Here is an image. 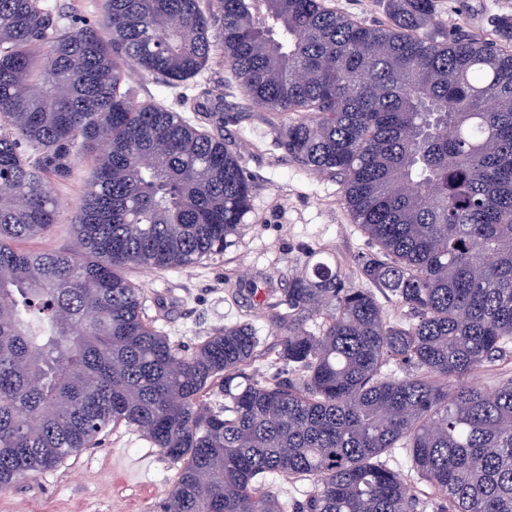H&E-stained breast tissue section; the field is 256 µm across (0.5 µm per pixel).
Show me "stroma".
<instances>
[{
    "instance_id": "obj_1",
    "label": "stroma",
    "mask_w": 512,
    "mask_h": 512,
    "mask_svg": "<svg viewBox=\"0 0 512 512\" xmlns=\"http://www.w3.org/2000/svg\"><path fill=\"white\" fill-rule=\"evenodd\" d=\"M441 30L467 28L495 37V22L512 16V0H437ZM224 117L232 142L252 181L251 210L223 254L188 269L129 271L143 293L145 314L171 343L192 351L215 328L250 323L260 338L256 369L277 370L278 331L266 307L300 273L310 257L331 254L349 282L368 287L356 263L371 252L367 237L353 224L339 179L289 163L279 149L281 117L246 107L233 75L212 62L192 81ZM91 161L73 164L70 176L54 185L61 212L52 232L27 241L32 250L73 248L71 217L79 208ZM177 476V468L147 438L130 427L106 433L98 447L83 451L53 470L0 493V512H157Z\"/></svg>"
}]
</instances>
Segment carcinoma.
I'll list each match as a JSON object with an SVG mask.
<instances>
[{
  "label": "carcinoma",
  "instance_id": "cac0c4a2",
  "mask_svg": "<svg viewBox=\"0 0 512 512\" xmlns=\"http://www.w3.org/2000/svg\"><path fill=\"white\" fill-rule=\"evenodd\" d=\"M105 28L0 0V493L142 433L178 467L161 512H421L379 458L406 450L441 512H512V17L494 39L438 36L436 0L370 26L326 0H106ZM219 58L246 101L287 115L300 168L339 178L375 251L364 276L305 266L271 305L278 360L249 323L190 353L144 314L135 268L224 252L252 184L213 108L141 102L136 69L180 88ZM90 150L78 252L16 247L58 223L54 181ZM462 247H456V244ZM268 474L308 480L293 507ZM507 377H512V357L504 363L497 362L495 366L477 372L473 381L486 389H494L502 378Z\"/></svg>",
  "mask_w": 512,
  "mask_h": 512
}]
</instances>
